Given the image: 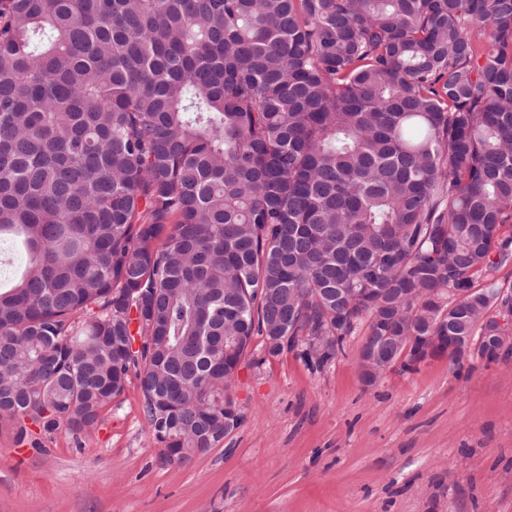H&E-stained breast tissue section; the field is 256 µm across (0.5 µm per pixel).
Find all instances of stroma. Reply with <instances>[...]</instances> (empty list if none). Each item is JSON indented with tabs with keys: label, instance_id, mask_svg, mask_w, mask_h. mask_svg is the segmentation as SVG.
<instances>
[{
	"label": "stroma",
	"instance_id": "35a3bbf8",
	"mask_svg": "<svg viewBox=\"0 0 512 512\" xmlns=\"http://www.w3.org/2000/svg\"><path fill=\"white\" fill-rule=\"evenodd\" d=\"M253 341L242 414L216 447L160 458L137 379L87 433L0 430V512H512V356L436 358L359 379Z\"/></svg>",
	"mask_w": 512,
	"mask_h": 512
}]
</instances>
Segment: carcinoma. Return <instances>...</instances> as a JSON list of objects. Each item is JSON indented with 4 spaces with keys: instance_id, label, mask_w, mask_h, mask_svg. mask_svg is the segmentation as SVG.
I'll return each instance as SVG.
<instances>
[{
    "instance_id": "cac0c4a2",
    "label": "carcinoma",
    "mask_w": 512,
    "mask_h": 512,
    "mask_svg": "<svg viewBox=\"0 0 512 512\" xmlns=\"http://www.w3.org/2000/svg\"><path fill=\"white\" fill-rule=\"evenodd\" d=\"M488 34L490 45L482 47ZM0 424L135 376L164 461L253 339L480 336L512 262V0H0ZM1 253L9 254L11 261L8 264H2L0 269V279L7 281L13 279L20 268L26 262V253L21 243L13 240L2 241L0 243Z\"/></svg>"
}]
</instances>
